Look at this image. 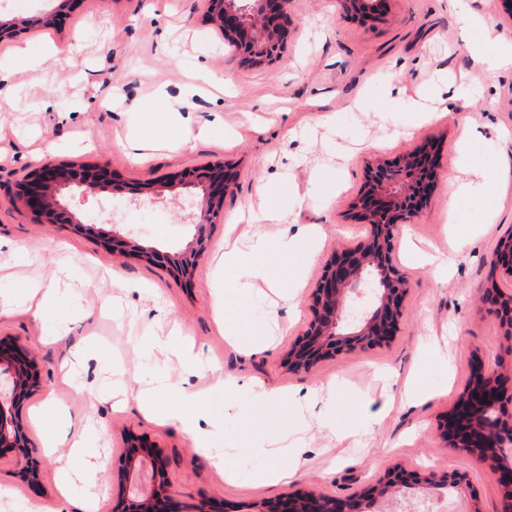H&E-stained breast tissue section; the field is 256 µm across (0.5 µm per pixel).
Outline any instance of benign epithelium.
Listing matches in <instances>:
<instances>
[{
    "instance_id": "benign-epithelium-1",
    "label": "benign epithelium",
    "mask_w": 512,
    "mask_h": 512,
    "mask_svg": "<svg viewBox=\"0 0 512 512\" xmlns=\"http://www.w3.org/2000/svg\"><path fill=\"white\" fill-rule=\"evenodd\" d=\"M208 21L224 32L235 58L273 64L282 58V23L291 0H207ZM384 0H338L346 11L371 15ZM439 177L436 158L425 147H416L396 161L376 159L365 167V181L351 205V217L368 228L367 236L326 263L311 297L307 328L283 355L288 370L307 373L319 362L340 354L368 352L387 345L397 335L410 283L401 264L397 241L406 224H414L431 202ZM232 173L222 165L204 172H188L180 182L201 188L205 205L186 245L166 253L167 267L181 277L189 276L208 247V226L214 224L218 205L229 189ZM81 184L97 191H112V179L102 169L85 168L77 179L73 166L52 158L44 162L23 185L19 197L27 208L49 224L61 220L57 199L61 190ZM106 247L118 245L123 252L153 260L157 248L124 237L119 225L100 229ZM481 301L494 314L504 354L475 370L454 407L439 424L443 447L465 456L474 466L498 476L503 495L512 501V389L505 386L503 355L512 357V227L500 235L490 257V275L480 289ZM42 388L41 369L32 356H4L0 341V448H8L23 463L22 475L36 481L45 462L31 441L21 404ZM164 450L143 441L124 452V469L117 495L128 504L127 512H160L159 502L170 496L173 485L164 470ZM443 486L468 502L466 512H482L467 476L457 472L412 473L393 465L364 491L374 512H394L412 503L406 490ZM288 512H336L335 500L314 492L288 495Z\"/></svg>"
}]
</instances>
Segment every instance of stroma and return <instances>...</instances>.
I'll return each mask as SVG.
<instances>
[{
  "instance_id": "35a3bbf8",
  "label": "stroma",
  "mask_w": 512,
  "mask_h": 512,
  "mask_svg": "<svg viewBox=\"0 0 512 512\" xmlns=\"http://www.w3.org/2000/svg\"><path fill=\"white\" fill-rule=\"evenodd\" d=\"M205 0H9L0 21L54 14L51 25L36 26L0 40V53L13 48L52 58L38 70L23 59L0 80V305L24 300L32 282L59 278L61 298L49 318L66 330L55 342L40 340L27 314L0 318V341L19 344L36 355L43 387L22 406L34 445H41L64 418L100 430L93 453L104 463L97 475L98 512H116V487L128 437L146 435L165 450L168 476L176 492L169 512H250L254 503L296 491H316L346 501L359 494L388 466L467 474L483 512H502L494 477L470 460L443 448L437 424L466 385L475 360L499 353L494 316L479 312L476 289L488 276L487 260L502 231L512 226V176L493 181L476 196L451 197L458 174L457 147L470 126L482 133L478 161L496 170L512 158V76L476 64L470 53L483 43L478 29L466 27L446 0H386L369 18L344 12L336 0H291L280 62L256 66L230 59L224 34L206 25ZM223 77L225 92L199 78L196 64ZM453 74L456 100L444 94L443 78ZM121 83L127 99L144 110H98L94 97ZM425 98L440 117L409 131L389 114L387 99ZM194 112H187L186 102ZM218 115L212 139L174 146L171 119L191 121ZM134 129L155 148L147 163L131 160L121 142ZM433 144L440 176L432 200L416 224L403 229L397 247L411 288L399 332L388 346L320 362L311 372L283 367L289 343L304 332L311 295L336 248L365 237L367 229L349 215L364 181L368 160L394 159L418 145ZM43 147L57 161L76 167L103 165L113 174L109 193L72 188L63 195L67 213L86 224L123 225L126 232L163 252L191 239L194 228L172 200L181 187L166 189L140 210H131L145 182H164L184 170L204 171L223 162L236 179L224 196L222 217L209 228L210 245L191 279L174 277L163 261L119 257L96 235L70 224L40 223L18 199L35 167L30 156ZM293 157L285 167L282 155ZM285 208L284 218L264 232L270 247L264 265L292 289L300 315L289 319L287 305H274L265 284L249 297L233 288L235 270H215V252L226 224L251 204L260 188ZM465 222L451 228L449 209ZM308 224L321 225L317 254L298 247L283 252L282 238ZM435 255L446 273L414 261L410 246ZM113 269L132 281L159 289L172 304L171 318L204 348L206 359L186 374L163 355L134 353L135 333L153 330L146 311L152 302L134 291L113 288L103 272ZM224 297L223 323H216L212 290ZM277 306L284 330L274 347L242 351L224 338V327L261 335L270 306ZM87 352L82 387L66 379L60 366L74 349ZM415 376L419 397L387 402L384 372ZM163 377L171 389L163 402L183 406L182 390L202 392L208 428L216 447L242 462L245 471L270 466L254 435L271 444L302 438L296 449L298 474L286 484L256 486L224 481L222 471L198 456L179 427L160 424L137 409H112V389L124 377ZM236 382L225 396L215 382ZM332 385L328 422L320 424L288 400L289 393ZM56 396L67 410L44 408ZM233 399L236 412L224 409ZM59 490L53 466L38 483L24 479L10 459L0 460V512H27L37 503L55 512Z\"/></svg>"
}]
</instances>
